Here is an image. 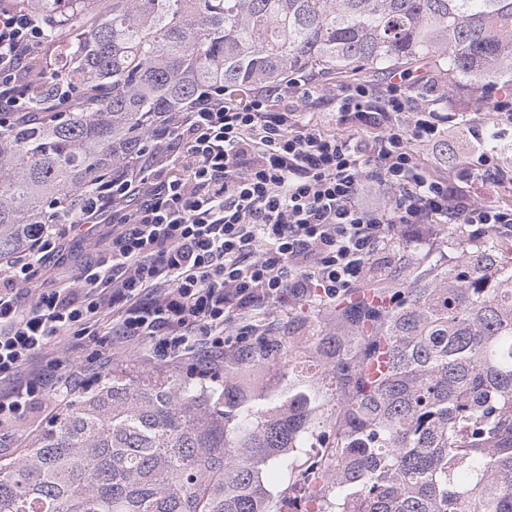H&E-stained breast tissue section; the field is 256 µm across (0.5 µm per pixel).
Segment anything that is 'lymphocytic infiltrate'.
Segmentation results:
<instances>
[{
    "mask_svg": "<svg viewBox=\"0 0 512 512\" xmlns=\"http://www.w3.org/2000/svg\"><path fill=\"white\" fill-rule=\"evenodd\" d=\"M51 51L28 4L0 9L1 125L24 111L33 64ZM297 99L326 105L350 134L322 132ZM171 125L146 172L120 170L86 199L78 224L111 225L112 244L75 276L34 289L36 266L56 249L52 231L0 264V381L20 380L0 394V428L80 379L53 359L30 368L33 357L72 330L95 335L112 311L117 335L149 340L160 361L205 345L206 378L225 347L248 341L225 338L232 317L289 297L336 299L370 274L393 235L419 241L445 220L512 237V207L452 190L418 162L416 147L442 140L448 114L420 103L404 76L379 92L355 82L330 95L293 77L244 103L206 94ZM469 134L460 180L511 179L484 130Z\"/></svg>",
    "mask_w": 512,
    "mask_h": 512,
    "instance_id": "lymphocytic-infiltrate-1",
    "label": "lymphocytic infiltrate"
}]
</instances>
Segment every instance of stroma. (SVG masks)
<instances>
[{
    "mask_svg": "<svg viewBox=\"0 0 512 512\" xmlns=\"http://www.w3.org/2000/svg\"><path fill=\"white\" fill-rule=\"evenodd\" d=\"M437 87L446 91L448 110L466 118V125L451 124L449 134L435 149L419 151V161L429 168L437 178L447 181L449 187L478 197L480 200L512 206V188H495L481 182H463L459 179L469 148L468 125L490 126L496 116L488 108L484 95L478 88L466 84H449L446 78H439ZM112 239V227L101 224L91 235L81 232H66L61 238L58 253L53 254L36 268L34 285L50 288L70 278L86 260L93 249L104 247ZM448 227L444 224L431 226L422 242L409 243L408 247L392 254L388 272L393 279L407 281L415 267L448 259ZM298 320L301 335L308 336L316 317L308 299H288L282 303H270L259 314H247L234 318L224 327L228 336L236 335L252 323L287 325L289 320ZM116 323L115 316H108L98 327L94 336H60L51 341L46 352L59 359L68 370H87L92 383L109 372L117 371L140 382L158 378L179 377L192 383H199V376L193 375L189 361L164 363L153 359L150 344L145 340L125 341L111 335ZM91 391L90 385L58 393L46 400L43 407L34 409L13 428L0 432V457H17L25 449L34 447L37 439L55 423L58 415L67 408L76 406Z\"/></svg>",
    "mask_w": 512,
    "mask_h": 512,
    "instance_id": "obj_1",
    "label": "stroma"
}]
</instances>
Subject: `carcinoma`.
<instances>
[{"label": "carcinoma", "instance_id": "obj_1", "mask_svg": "<svg viewBox=\"0 0 512 512\" xmlns=\"http://www.w3.org/2000/svg\"><path fill=\"white\" fill-rule=\"evenodd\" d=\"M56 44L30 110L0 127V259L65 224L208 88L291 75L512 78V0H35ZM72 89L83 103L65 112ZM448 264L377 274L334 330L256 336L224 381L106 374L22 459L0 512H512V240L448 228Z\"/></svg>", "mask_w": 512, "mask_h": 512}]
</instances>
